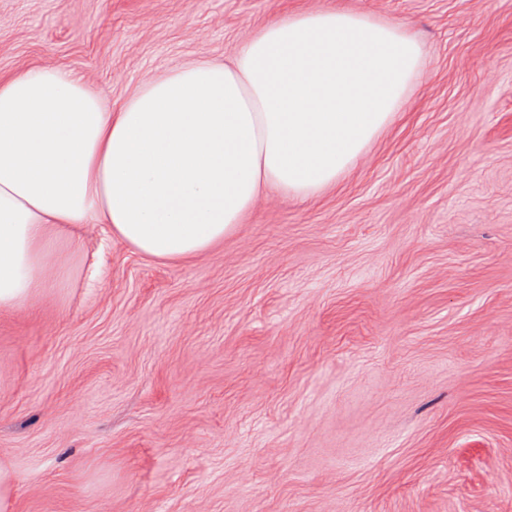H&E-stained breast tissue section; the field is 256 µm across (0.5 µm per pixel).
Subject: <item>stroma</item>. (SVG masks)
Here are the masks:
<instances>
[{"mask_svg":"<svg viewBox=\"0 0 512 512\" xmlns=\"http://www.w3.org/2000/svg\"><path fill=\"white\" fill-rule=\"evenodd\" d=\"M336 6L424 52L341 184L175 262L84 225L0 309L9 512H512V0H0V77L115 102Z\"/></svg>","mask_w":512,"mask_h":512,"instance_id":"35a3bbf8","label":"stroma"}]
</instances>
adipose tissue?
Returning <instances> with one entry per match:
<instances>
[{
    "label": "adipose tissue",
    "instance_id": "ef3b65f1",
    "mask_svg": "<svg viewBox=\"0 0 512 512\" xmlns=\"http://www.w3.org/2000/svg\"><path fill=\"white\" fill-rule=\"evenodd\" d=\"M423 66L404 25L324 9L111 104L55 66L0 78V308L24 306L61 249H80L69 227L104 224L178 261L223 241L264 188L319 197L392 125Z\"/></svg>",
    "mask_w": 512,
    "mask_h": 512
}]
</instances>
